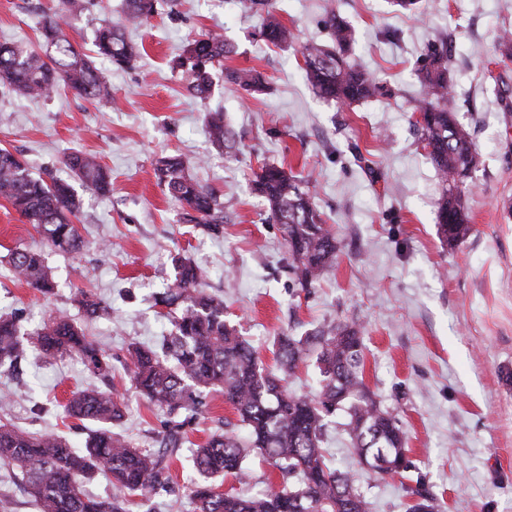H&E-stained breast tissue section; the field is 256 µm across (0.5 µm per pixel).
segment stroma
I'll list each match as a JSON object with an SVG mask.
<instances>
[{
  "instance_id": "35a3bbf8",
  "label": "stroma",
  "mask_w": 512,
  "mask_h": 512,
  "mask_svg": "<svg viewBox=\"0 0 512 512\" xmlns=\"http://www.w3.org/2000/svg\"><path fill=\"white\" fill-rule=\"evenodd\" d=\"M56 0H0V41L38 45L36 23ZM124 0H89L66 18L75 46L93 48L102 20L120 22ZM355 30L352 57L388 96L339 106L317 97L304 78L299 44L327 42L326 12ZM276 16L296 35L287 48L266 45L261 17L238 0H163L145 25L127 29L144 51L134 66L100 67L118 108L61 89L29 99L0 92V147L23 157L32 173L52 169L70 179L65 154H95L112 172V191L75 190L83 206L85 245L66 255L0 199V314H17L25 333L66 316L117 362L112 387L123 403L120 427L142 449L156 446L164 416L131 387L120 359L131 341L152 344L169 324L152 296L174 276L179 253L208 272L206 289L224 315L275 366L281 333L303 336L336 322L362 325L364 380L407 433L404 475L361 476L371 512H406L414 492L435 497L439 512H512V60L496 47L512 29V0H427L421 14L389 0H274ZM217 30L235 52L227 64L253 68L269 92L241 96L216 83L204 100L171 68L187 39ZM453 41L451 77L457 118L470 132L479 163L464 199L473 230L444 244L435 223L442 184L414 129L420 98L415 63L431 43ZM222 110L237 133V153L215 148L207 112ZM176 154L202 185L233 206L220 231L183 223L179 206L154 174L157 158ZM269 163L308 177L338 243L335 269L313 288H298L279 225L253 192L254 171ZM43 251L58 288L45 296L15 280L8 252ZM87 290L110 306L88 317L77 302ZM74 356L30 351L19 374L0 377V422L65 437L82 446V422L65 416L72 392L100 385ZM189 427V442L170 466L189 485L197 445L234 411L222 392Z\"/></svg>"
}]
</instances>
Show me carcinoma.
Returning a JSON list of instances; mask_svg holds the SVG:
<instances>
[{
  "mask_svg": "<svg viewBox=\"0 0 512 512\" xmlns=\"http://www.w3.org/2000/svg\"><path fill=\"white\" fill-rule=\"evenodd\" d=\"M240 3L247 12L265 15L261 30L265 43L293 42L292 31L273 14L272 0ZM125 4L124 22L139 25L158 12L159 0H125ZM84 8L85 0H58L54 14L37 24L38 50L1 41L0 86L30 98L46 97L64 87L79 98L111 103L112 90L98 60L131 68L141 50L125 39L124 26L104 21L94 32L93 54L79 51L62 22ZM326 25L332 46L307 43L301 49L305 76L315 92L341 105L384 95L379 81L350 59L351 26L333 9L327 11ZM232 53L222 35L202 33L187 41L171 68L182 74L187 90L199 98L209 96L218 71L230 89L250 95L264 91L267 85L259 71L224 66ZM416 76L424 93L417 111L426 115L419 126L421 140L445 185L436 206V224L442 238L453 244L471 233L463 185L456 174L470 163L476 147L456 117L448 48L430 45ZM205 122L214 147L233 148L234 136L224 123V113L209 112ZM63 164L87 188L101 195L111 191L112 175L96 156L71 151ZM154 172L179 204L184 223L207 229L224 223L231 205L187 173L181 157L160 158ZM252 185L266 202L269 219L280 225L298 285L308 288L330 273L338 245L308 184L265 164L254 173ZM0 198L53 249L67 254L82 250L83 238L75 224L81 199L72 184L52 170L34 177L25 161L0 148ZM9 264L14 277L43 294L57 287L39 252L17 248L11 251ZM174 265V278L155 296L160 315L171 326L169 334L154 347L129 343L123 361L136 392L165 416L158 447L141 449L114 432L113 426L124 418L123 403L111 390L95 387L73 393L64 405L68 415L85 423L82 447L75 448L58 435L0 423V466L11 471L38 512H130L134 498L149 500L162 494L176 503L181 495L171 483L170 461L183 447L185 428L204 413V395L219 389L247 436L242 441L233 431L218 428L195 449L192 466L197 478L187 488L193 512H370L356 475L329 467L323 448L329 423L343 411L360 470L384 479L409 468L399 466L407 445L401 422L364 382L362 326L338 322L304 336L282 334L277 339L278 370H270L224 319V300L202 288L206 272L179 255ZM80 304L89 316L109 310L104 301L85 293ZM35 346L47 359L76 354L96 376L105 378L112 371L111 357L69 319H56L36 332ZM28 348L18 317L0 314V375L16 371ZM312 356L319 371L318 389L310 394L288 391L286 376ZM252 453L263 456L290 482L256 495L242 489L220 490L217 481L228 476L241 485L250 482L245 461ZM101 473L113 492L99 498L89 493L87 484Z\"/></svg>",
  "mask_w": 512,
  "mask_h": 512,
  "instance_id": "obj_1",
  "label": "carcinoma"
}]
</instances>
